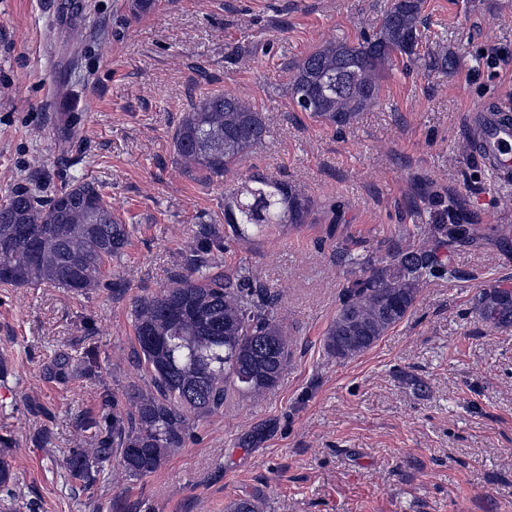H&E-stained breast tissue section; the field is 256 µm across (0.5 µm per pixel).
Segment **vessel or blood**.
Segmentation results:
<instances>
[{
	"instance_id": "1",
	"label": "vessel or blood",
	"mask_w": 512,
	"mask_h": 512,
	"mask_svg": "<svg viewBox=\"0 0 512 512\" xmlns=\"http://www.w3.org/2000/svg\"><path fill=\"white\" fill-rule=\"evenodd\" d=\"M467 136L475 158L492 170L497 179L512 182V107L479 103L469 109Z\"/></svg>"
}]
</instances>
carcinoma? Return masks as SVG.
<instances>
[{
	"label": "carcinoma",
	"mask_w": 512,
	"mask_h": 512,
	"mask_svg": "<svg viewBox=\"0 0 512 512\" xmlns=\"http://www.w3.org/2000/svg\"><path fill=\"white\" fill-rule=\"evenodd\" d=\"M422 0H395L379 28L358 43L324 42L294 66L288 84L294 106L325 125L344 128L376 103L380 81L398 57L417 54ZM264 113L246 97L204 92L191 101L173 136L184 167L207 186L224 178L260 148ZM17 187L0 202V286L48 285L86 293L102 285L106 268L128 244L130 230L112 215L104 186L65 176L48 195L43 182ZM311 199L297 185L254 172L224 197V223L238 240L274 224H303ZM477 233L458 212L448 223L426 224L429 249L397 246L381 260L336 250L348 279L324 339L327 354L343 362L370 349L412 310L422 285L447 271L439 248ZM224 251L220 228L201 229L176 268L171 285L138 299L133 322L138 356L150 381L112 412L83 423L67 459L70 476L90 484L93 466L114 456L125 476L155 472L184 447L191 418L219 412L227 392L255 399L279 382L288 358V331L278 318L280 293L241 266L213 272ZM475 311L491 328L512 326V288L481 289Z\"/></svg>",
	"instance_id": "cac0c4a2"
}]
</instances>
